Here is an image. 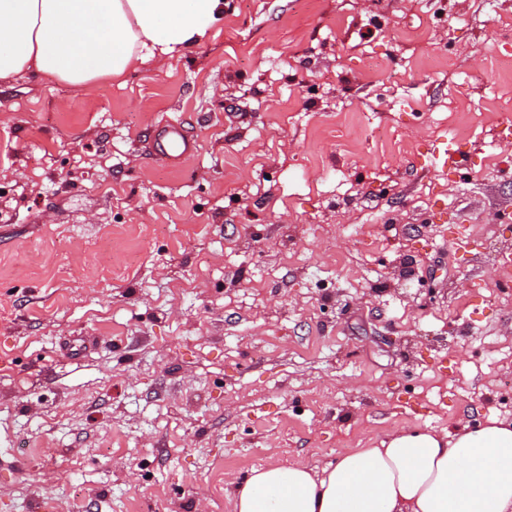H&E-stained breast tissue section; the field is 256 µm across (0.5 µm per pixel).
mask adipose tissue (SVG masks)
Here are the masks:
<instances>
[{
	"label": "adipose tissue",
	"mask_w": 512,
	"mask_h": 512,
	"mask_svg": "<svg viewBox=\"0 0 512 512\" xmlns=\"http://www.w3.org/2000/svg\"><path fill=\"white\" fill-rule=\"evenodd\" d=\"M224 0H0V82L97 80L208 41ZM234 512H512V421L399 431L323 467L270 463L230 482Z\"/></svg>",
	"instance_id": "ef3b65f1"
}]
</instances>
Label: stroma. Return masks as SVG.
<instances>
[{
	"label": "stroma",
	"instance_id": "35a3bbf8",
	"mask_svg": "<svg viewBox=\"0 0 512 512\" xmlns=\"http://www.w3.org/2000/svg\"><path fill=\"white\" fill-rule=\"evenodd\" d=\"M505 210L512 0H228L93 93L1 82L0 512H233L270 457L512 419ZM157 149L165 161L172 163L192 155L197 145L189 140L177 126L168 125L159 133ZM432 165L444 169L451 166L453 169H460L468 166V158L453 145L448 144L442 150L437 149L433 153Z\"/></svg>",
	"mask_w": 512,
	"mask_h": 512
}]
</instances>
